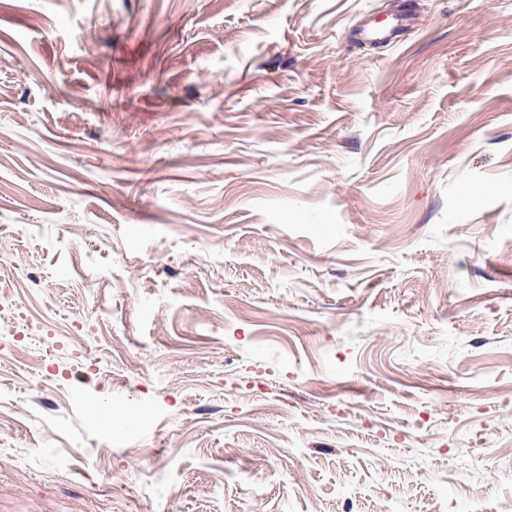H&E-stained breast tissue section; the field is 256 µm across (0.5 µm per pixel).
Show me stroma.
<instances>
[{
  "label": "stroma",
  "instance_id": "obj_1",
  "mask_svg": "<svg viewBox=\"0 0 512 512\" xmlns=\"http://www.w3.org/2000/svg\"><path fill=\"white\" fill-rule=\"evenodd\" d=\"M0 283V512H512V0H0Z\"/></svg>",
  "mask_w": 512,
  "mask_h": 512
}]
</instances>
